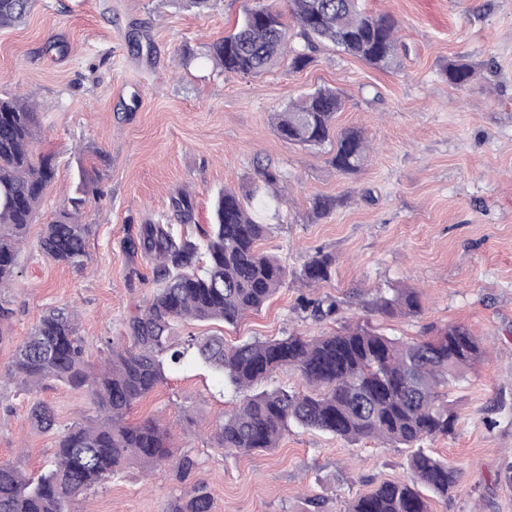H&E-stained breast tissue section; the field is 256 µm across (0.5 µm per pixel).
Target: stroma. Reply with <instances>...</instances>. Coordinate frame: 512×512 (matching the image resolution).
Here are the masks:
<instances>
[{
  "mask_svg": "<svg viewBox=\"0 0 512 512\" xmlns=\"http://www.w3.org/2000/svg\"><path fill=\"white\" fill-rule=\"evenodd\" d=\"M257 2L214 0L200 13L188 0H34L24 20L0 28V97L36 105L35 151L52 154L56 166L14 281L0 290L13 311L0 321V372L54 307L77 311L89 359L97 361L153 287L152 262L128 244L138 225L170 224L195 238L210 224L219 191L250 193L258 221L270 227L261 250L294 271L319 249L335 257V270L310 288L288 280L237 324L178 325L179 340L317 336L360 322L411 342L466 326L483 354L448 388L453 432L423 443L457 468L458 484L431 507L512 512L504 478L512 464V0H364L399 23L397 67L382 70L323 46L300 71L281 63L257 76H224L207 59L208 47ZM458 58L474 69L462 88L441 74ZM324 86L345 99L337 129L362 130L374 148L352 176L336 171L330 147L305 149L274 131V112ZM97 153L103 196L84 211L92 231L78 270L46 257L36 242ZM266 164L283 174L286 200L254 193V170ZM185 193L192 219L180 224L174 214ZM318 196L340 204L315 217ZM397 288L418 290V316L374 310L376 297ZM302 296L336 301L339 310L315 320L300 308ZM37 398L52 406L54 431L31 422ZM240 399L191 354L127 419L154 421L197 461L194 476L208 486L213 512H308L310 496L321 501L317 512H344L380 481L410 474V449L354 444L296 425L277 448L224 452L215 425ZM94 416L86 393L65 384L31 395L0 382V463L38 476L56 434ZM188 487L171 466L148 477L131 467L67 510L166 512Z\"/></svg>",
  "mask_w": 512,
  "mask_h": 512,
  "instance_id": "obj_1",
  "label": "stroma"
}]
</instances>
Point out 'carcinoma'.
I'll use <instances>...</instances> for the list:
<instances>
[{
  "instance_id": "cac0c4a2",
  "label": "carcinoma",
  "mask_w": 512,
  "mask_h": 512,
  "mask_svg": "<svg viewBox=\"0 0 512 512\" xmlns=\"http://www.w3.org/2000/svg\"><path fill=\"white\" fill-rule=\"evenodd\" d=\"M30 7L31 0H0V28L21 20ZM288 12L298 28L294 34L275 3L245 9L233 31L210 44V57L228 77L258 75L285 56L288 66L302 70L312 60L307 50L317 42L380 69L398 62V21L368 12L361 0H288ZM443 75L449 84L463 87L474 71L456 60L448 62ZM343 106L340 91L319 88L275 113L274 127L290 144L308 149L334 144L336 170L355 174L367 163L369 145L358 129H336V114ZM38 134V113L32 105L0 97V288L12 283L28 225L55 178L53 156L33 151ZM255 174V183L267 190L283 181L281 172L269 165L258 166ZM100 179L95 167L81 170L75 197L39 240L45 255L75 268L85 265L91 225L82 223L80 214L89 196L99 192ZM337 205L334 197L318 196L312 200V212L324 217ZM267 232L268 225L252 217L244 198L228 189L219 194L215 223L201 230V243L174 234L169 224L143 225L138 244L154 262L156 288L126 322V344L106 345L98 364L86 355L74 313L52 309L42 316L17 347L4 376L29 392L50 381L82 390L96 417L57 435L50 468L35 480L1 462L0 512H66L72 498L131 466L148 470L171 464L181 479L189 478L194 462L177 455L163 429L151 420L131 425L125 416L163 383L165 368L183 363L190 348L244 393L217 424L219 447L237 453L275 448L289 425L296 424L351 443L376 440L412 448V481H383L358 495L346 512H430L418 485L448 498L457 485V469L417 444L453 431L455 415L443 388L482 354L479 339L467 327L450 324L417 342L392 339L362 324L320 336L293 333L230 347L219 336L190 335L182 344L174 341L175 325L210 320L234 324L260 309L285 283L287 267L258 247ZM334 265L335 257L318 249L304 262L298 279L308 287L327 281ZM302 307L319 320L337 311L333 300L306 299ZM378 309L414 316L421 310L419 294L398 289L380 298ZM283 368L299 371L309 390L248 394ZM29 417L44 431L54 429V410L42 400L33 401ZM212 509L208 487L195 481L165 512Z\"/></svg>"
}]
</instances>
